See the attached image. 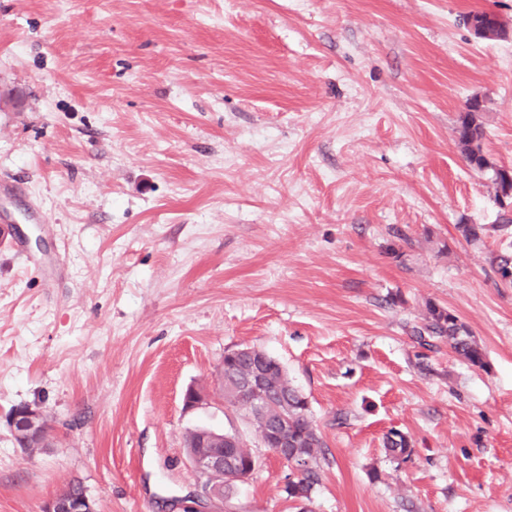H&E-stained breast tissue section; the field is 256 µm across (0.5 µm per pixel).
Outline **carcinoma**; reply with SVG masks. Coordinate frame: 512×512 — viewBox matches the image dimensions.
<instances>
[{
    "instance_id": "1",
    "label": "carcinoma",
    "mask_w": 512,
    "mask_h": 512,
    "mask_svg": "<svg viewBox=\"0 0 512 512\" xmlns=\"http://www.w3.org/2000/svg\"><path fill=\"white\" fill-rule=\"evenodd\" d=\"M484 127L476 113L467 112L460 116L455 127L457 144L470 167L492 171L491 181L495 200L505 185L501 177L502 168L491 165L483 151ZM509 210L503 208L496 224H459L457 229L469 243L481 240L489 231L497 232L507 239L512 235V217ZM491 266L495 273L512 267V241L501 250L491 254ZM414 338L423 347L433 348L440 343L448 347L465 362L475 367L484 366V354L468 327L447 308L430 303L420 326L414 328ZM227 384L233 385L248 368L247 355L244 353L227 356L224 359ZM269 386L278 396L279 412L288 418V443L292 454L303 461V465L290 471L286 494L288 499L301 502L299 510L308 512V505L316 486L320 482L318 459L325 454L326 445L320 432L309 415L306 398L288 381L285 369L275 361L269 362ZM386 453L393 459H405L412 453L410 441L399 431L390 432L384 442Z\"/></svg>"
}]
</instances>
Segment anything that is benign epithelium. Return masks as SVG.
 <instances>
[{"label": "benign epithelium", "mask_w": 512, "mask_h": 512, "mask_svg": "<svg viewBox=\"0 0 512 512\" xmlns=\"http://www.w3.org/2000/svg\"><path fill=\"white\" fill-rule=\"evenodd\" d=\"M471 26L479 39L491 40L503 35L502 22L494 14L486 13L472 18ZM235 396L248 408L251 421L259 425V438L272 456L280 461H288V427L285 418L277 412L275 395L266 391L261 364L253 365L250 373L235 390ZM206 401L207 395L194 387L187 388L183 394V405L188 410L195 409ZM9 426L15 441L27 450L44 447L51 431L44 413L26 404L11 412ZM227 439L226 434L211 431L203 436L200 445L187 452L192 470L203 478V482L193 501L176 502L175 508L180 512H206L202 509L206 504L219 509L224 507V482L238 484L254 473L257 468L255 464L238 474H228L224 444ZM290 465H295V462H290ZM42 512H97V506L85 489L79 487L48 499Z\"/></svg>", "instance_id": "1"}]
</instances>
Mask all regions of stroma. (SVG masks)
I'll return each mask as SVG.
<instances>
[{
    "instance_id": "stroma-1",
    "label": "stroma",
    "mask_w": 512,
    "mask_h": 512,
    "mask_svg": "<svg viewBox=\"0 0 512 512\" xmlns=\"http://www.w3.org/2000/svg\"><path fill=\"white\" fill-rule=\"evenodd\" d=\"M478 11L505 34L476 38ZM475 99L512 166V0H0V512L73 484L168 512L198 427L260 459L227 512H294L220 392L247 345L327 445L312 512H512V288L500 236L457 230L500 212L455 140ZM430 302L483 366L413 339ZM21 404L48 447L14 442ZM225 364V368H224ZM248 368L247 355L244 353L235 356L228 355L222 362L221 386L224 392V371L227 378V386L234 385ZM9 426L15 441L27 450L43 448L51 431L44 413L26 404L11 412ZM386 453L393 459H405L412 453L410 441L400 431H391L384 442Z\"/></svg>"
}]
</instances>
